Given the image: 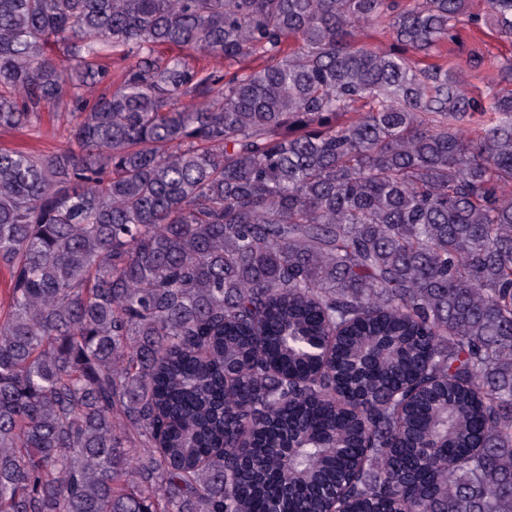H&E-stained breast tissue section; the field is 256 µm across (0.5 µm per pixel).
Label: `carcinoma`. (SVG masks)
<instances>
[{
    "instance_id": "cac0c4a2",
    "label": "carcinoma",
    "mask_w": 512,
    "mask_h": 512,
    "mask_svg": "<svg viewBox=\"0 0 512 512\" xmlns=\"http://www.w3.org/2000/svg\"><path fill=\"white\" fill-rule=\"evenodd\" d=\"M482 21L0 0V128L70 134L0 148V512H512V59L430 61ZM40 144L43 148L57 150L68 142V130L65 125H53L45 121L40 128Z\"/></svg>"
}]
</instances>
